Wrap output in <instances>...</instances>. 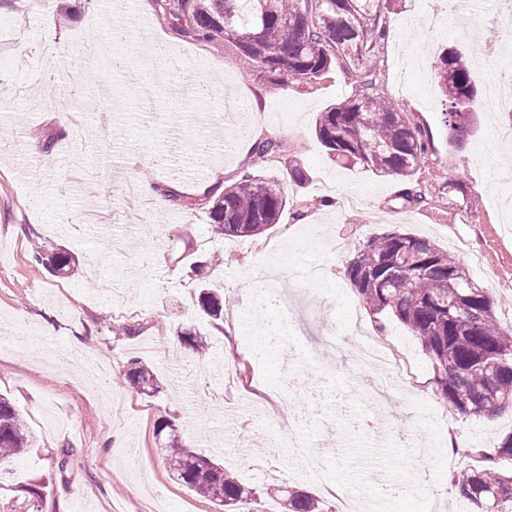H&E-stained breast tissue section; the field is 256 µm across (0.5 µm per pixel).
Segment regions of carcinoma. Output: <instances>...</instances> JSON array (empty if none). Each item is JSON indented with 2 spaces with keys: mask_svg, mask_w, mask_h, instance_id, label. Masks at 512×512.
Here are the masks:
<instances>
[{
  "mask_svg": "<svg viewBox=\"0 0 512 512\" xmlns=\"http://www.w3.org/2000/svg\"><path fill=\"white\" fill-rule=\"evenodd\" d=\"M163 20L195 41L228 47L251 68L276 82L318 79L336 66L357 84L354 98L321 114L315 132L338 161L376 173L414 176L427 154L426 132L385 96L375 48L385 37L383 0H157ZM446 101V123L458 149L473 132L482 93L457 50L437 61ZM286 206L279 184L244 175L212 206L211 235L259 236L278 223ZM31 259L64 276L76 258L63 248L37 246ZM347 276L372 315L392 316L420 343L438 395L465 417L491 418L512 409V336L498 325L494 302L448 252L410 233L388 232L369 240L347 267ZM205 314L222 318L223 305L209 289L200 293ZM128 381L138 394L154 396V369L134 362ZM166 466L173 479L230 512H246L254 492L224 466L179 439L171 420ZM33 438L12 403L0 396V512H41L46 477L16 479ZM469 459L451 485L485 512H512V433L492 448L466 446ZM284 512H323L320 501L287 486H274Z\"/></svg>",
  "mask_w": 512,
  "mask_h": 512,
  "instance_id": "carcinoma-1",
  "label": "carcinoma"
}]
</instances>
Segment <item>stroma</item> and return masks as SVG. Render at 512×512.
Segmentation results:
<instances>
[{
	"mask_svg": "<svg viewBox=\"0 0 512 512\" xmlns=\"http://www.w3.org/2000/svg\"><path fill=\"white\" fill-rule=\"evenodd\" d=\"M124 0H0V393L12 399L33 435L19 476L35 467L54 470L42 512H222L221 506L173 481L155 436L159 421L175 420L184 441L202 455L222 460L227 471L255 489L256 508L281 512L267 486L286 483L324 501L331 512H470L451 490L453 466L442 434L447 403L436 392L429 359L397 320L384 334L403 343L414 360L409 390L383 406L381 424L362 428L366 399L357 380L376 377L358 361L348 331L361 319L375 321L346 275L360 246L388 231H404L455 253L456 239L480 253L486 270L475 275L494 302L499 326L512 330V226L503 224L499 202L512 192V148L492 158L496 176L475 166L473 156L500 117L484 102L481 121L463 148L450 142L445 99L436 70L400 87L410 58L431 59L443 47L462 54L484 43L482 23L458 13L452 0H390L382 15L386 36L376 50L384 85L412 123L430 134L431 148L411 186L425 193L421 204L404 203L395 176L336 162L315 134L320 112L356 92L339 67L314 81L270 84L246 70L229 50L185 38L158 11L148 15L142 41L124 46L128 68L112 72L113 46L106 28L132 21ZM55 13L57 36L47 40L42 19ZM96 15L97 26L87 22ZM164 39L183 59L177 81L158 85L150 112L138 103L134 74L151 58L152 37ZM98 43L89 82L72 92L66 67L84 59ZM209 64L215 86L208 101L197 100L196 60ZM113 88L100 110L83 100ZM80 121L86 138L75 143L71 126ZM280 146L258 157L256 141ZM44 147L33 154L31 144ZM300 167L306 179L288 176ZM223 170L225 184L251 174L280 184L287 205L277 224L253 238H215L209 232L213 195L197 194L200 180ZM362 194L363 210L344 207L324 180ZM148 181L168 193L165 206L126 201V181ZM342 239V253L314 247ZM66 245L78 258L73 275H52L30 260L33 240ZM206 281L222 298L224 318L212 322L200 310L190 264L212 254ZM327 270L319 284L290 278L289 262ZM265 274L279 295L276 307L251 304L253 276ZM290 320L300 326L294 360H286L266 336L268 327ZM131 335L113 336L110 324ZM52 335H44L45 325ZM195 329L211 346L200 356L179 334ZM335 340H327L328 330ZM79 346L100 357L107 387L88 378L80 363L60 362L52 350ZM150 364L163 383L146 398L126 380L131 360ZM335 378V395L304 421L288 409L312 376ZM302 432L322 451L326 469L315 483L299 473L288 437ZM512 431V417L459 418L458 437L487 445ZM433 443L431 458L419 459L398 444L400 433ZM70 448L65 472L54 466ZM409 482V497H394L391 484Z\"/></svg>",
	"mask_w": 512,
	"mask_h": 512,
	"instance_id": "1",
	"label": "stroma"
}]
</instances>
